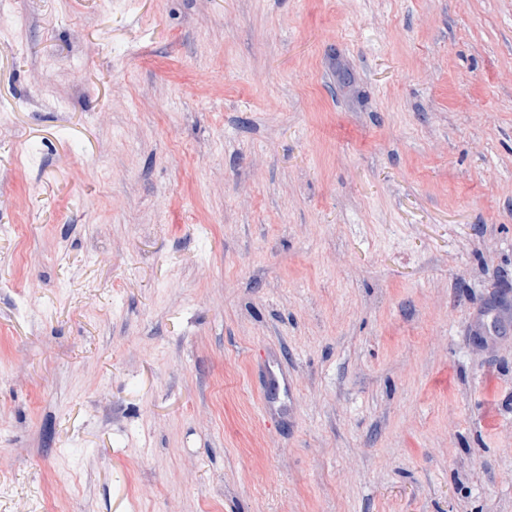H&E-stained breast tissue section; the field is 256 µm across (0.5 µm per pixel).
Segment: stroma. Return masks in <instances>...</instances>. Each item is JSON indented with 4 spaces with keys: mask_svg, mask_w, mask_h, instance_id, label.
<instances>
[{
    "mask_svg": "<svg viewBox=\"0 0 512 512\" xmlns=\"http://www.w3.org/2000/svg\"><path fill=\"white\" fill-rule=\"evenodd\" d=\"M0 8V512H512V0Z\"/></svg>",
    "mask_w": 512,
    "mask_h": 512,
    "instance_id": "stroma-1",
    "label": "stroma"
}]
</instances>
